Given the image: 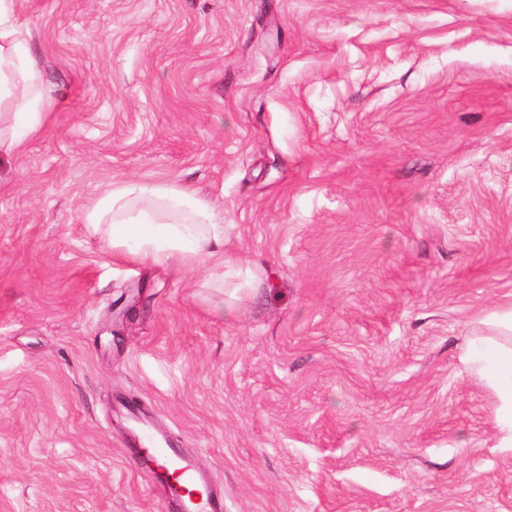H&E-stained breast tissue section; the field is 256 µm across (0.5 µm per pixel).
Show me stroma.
<instances>
[{
	"mask_svg": "<svg viewBox=\"0 0 512 512\" xmlns=\"http://www.w3.org/2000/svg\"><path fill=\"white\" fill-rule=\"evenodd\" d=\"M60 102L0 162V512H171L137 405L224 512H512L461 359L512 305V0H22ZM147 181L207 267L83 212ZM256 271L229 300L222 259ZM232 311H225V304ZM84 220L105 226L112 251L142 263L198 266L224 249V224L204 200L183 188L120 184L86 210Z\"/></svg>",
	"mask_w": 512,
	"mask_h": 512,
	"instance_id": "35a3bbf8",
	"label": "stroma"
}]
</instances>
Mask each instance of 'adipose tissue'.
Here are the masks:
<instances>
[{
    "mask_svg": "<svg viewBox=\"0 0 512 512\" xmlns=\"http://www.w3.org/2000/svg\"><path fill=\"white\" fill-rule=\"evenodd\" d=\"M21 0H0V158L19 152L41 127L55 99L40 91V71L28 33L19 21ZM86 223L104 227L116 253L153 265L179 262L198 266L220 255L224 226L209 205L183 188L127 183L107 191L84 214ZM496 333L472 337L464 358L496 393L501 441L512 447V306L490 316Z\"/></svg>",
    "mask_w": 512,
    "mask_h": 512,
    "instance_id": "1",
    "label": "adipose tissue"
}]
</instances>
